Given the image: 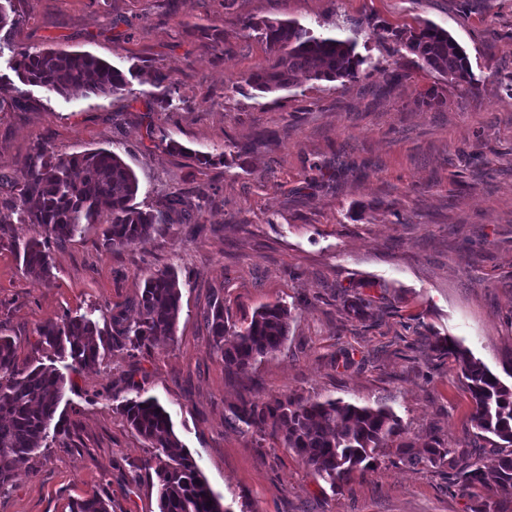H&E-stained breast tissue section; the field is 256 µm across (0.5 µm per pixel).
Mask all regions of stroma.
Here are the masks:
<instances>
[{"mask_svg":"<svg viewBox=\"0 0 512 512\" xmlns=\"http://www.w3.org/2000/svg\"><path fill=\"white\" fill-rule=\"evenodd\" d=\"M291 19L356 41L369 59L353 85L304 81L254 94L245 77L265 46L239 22ZM430 22L469 57L472 83L418 69L392 30ZM19 48L87 52L121 69L117 96L47 93L20 83L0 54V197L37 148H105L139 179L137 203L192 192L190 220L143 246L100 244L101 225L52 248L50 281L23 271L30 224H0V335L28 359L36 329L85 312H124L152 271L174 269L182 308L173 344L106 349L72 374L61 402L68 431L20 465L0 512H69L107 495L112 512H157L144 441L112 404L127 379L170 413L208 484L233 512H471L482 487H454V469L407 464L381 449L373 470L331 488L283 446L257 447L224 422L241 386L391 406L411 440L439 435L456 467L494 447L468 422L471 402L450 336L492 372L512 366V0H29ZM170 74L185 106L163 112L150 73ZM436 89L440 106L423 104ZM175 141L183 153L166 148ZM212 163H201V156ZM473 247H463V239ZM369 283L368 317L342 310ZM234 322L261 306L291 311L281 352L237 379L224 374L201 313L213 297Z\"/></svg>","mask_w":512,"mask_h":512,"instance_id":"35a3bbf8","label":"stroma"}]
</instances>
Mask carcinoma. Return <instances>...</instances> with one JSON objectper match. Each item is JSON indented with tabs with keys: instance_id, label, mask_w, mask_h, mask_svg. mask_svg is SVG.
<instances>
[{
	"instance_id": "carcinoma-1",
	"label": "carcinoma",
	"mask_w": 512,
	"mask_h": 512,
	"mask_svg": "<svg viewBox=\"0 0 512 512\" xmlns=\"http://www.w3.org/2000/svg\"><path fill=\"white\" fill-rule=\"evenodd\" d=\"M28 0H0V53L12 49L10 36L25 21ZM240 35L265 43L267 64L253 70L246 84L264 94L288 90L298 76L306 80L354 83L367 59L355 53L356 41L322 34L293 20L240 22ZM395 41L416 56L414 64L455 83L472 82L471 65L463 48L444 29L424 25L394 33ZM15 70L23 81L61 96H113L128 90L124 73L88 53L46 48L13 49ZM139 182L133 169L106 149L58 155L39 150L26 164L17 196L0 200V224L18 220L42 229L44 240L24 244V272L46 282L52 259L46 244L58 247L71 241L102 212L110 219L102 232V246L116 250L144 246L164 224L186 219L194 202L189 193L174 191L158 209L135 203ZM373 300L354 290L342 297L350 318H362ZM138 317L122 313L96 316V308L68 315L36 330L34 357L19 361L9 336H0V489L7 488L18 463L30 459L40 444L56 441L65 432L57 416L66 373L98 366L104 356L100 345L150 351L174 342L181 312L178 277L170 268L148 275L136 301ZM292 312L282 304L268 305L240 323L224 318V304L213 300L202 320L213 347L232 377L260 357L282 350ZM433 352L450 354L460 366L472 400L469 422L473 428L500 441L504 451L486 463L456 474L462 490L480 484L485 496L473 512H494L496 498L512 497V385L505 383L472 352L450 338L428 342ZM134 396L129 397L127 393ZM112 401L128 426L142 438L151 455L144 468L157 479L158 512H231L199 472L195 460L173 430L170 414L157 399L142 397L141 387L130 385L112 392ZM224 421L255 436L257 447L266 439L278 441L331 488L374 466L380 448L392 443L400 460L447 463L452 451L438 437L418 449L406 437L403 420L386 405L360 406L340 399H315L288 394L264 401L246 389L224 408ZM70 512H112L111 500L101 495L72 502Z\"/></svg>"
}]
</instances>
